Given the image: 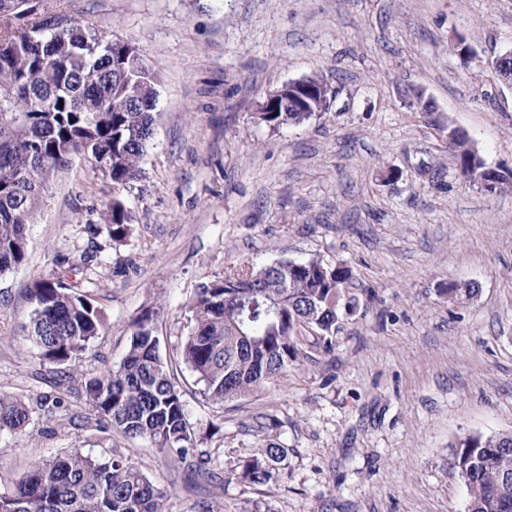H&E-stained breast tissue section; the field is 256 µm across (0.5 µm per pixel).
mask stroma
Instances as JSON below:
<instances>
[{
  "label": "stroma",
  "instance_id": "stroma-1",
  "mask_svg": "<svg viewBox=\"0 0 512 512\" xmlns=\"http://www.w3.org/2000/svg\"><path fill=\"white\" fill-rule=\"evenodd\" d=\"M39 4L135 46L158 77V106L140 178L115 186L73 157L25 262L0 276V393L63 398L0 435V493L30 461L77 449L138 465L163 512H466L452 443L512 432V190L465 184L447 136L463 130L487 167L512 170V87L491 67L512 49V0ZM460 40L471 54L455 52ZM315 75L333 92L327 112L277 131L255 122L268 92ZM115 197L133 216L118 244L94 216ZM313 257L349 266L360 301L333 351L305 344L309 360L223 403L179 368L198 441L181 462L85 425L80 384L59 394L27 337L30 284L77 267L106 315L83 372L118 365L133 320L158 305L173 359L202 282ZM471 281L475 298L449 301L448 284ZM269 441L287 447V477L239 479Z\"/></svg>",
  "mask_w": 512,
  "mask_h": 512
}]
</instances>
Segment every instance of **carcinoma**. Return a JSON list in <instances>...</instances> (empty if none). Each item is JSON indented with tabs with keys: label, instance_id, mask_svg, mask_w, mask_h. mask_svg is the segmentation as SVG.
Masks as SVG:
<instances>
[{
	"label": "carcinoma",
	"instance_id": "obj_1",
	"mask_svg": "<svg viewBox=\"0 0 512 512\" xmlns=\"http://www.w3.org/2000/svg\"><path fill=\"white\" fill-rule=\"evenodd\" d=\"M121 45L64 14L37 12L32 0H0V276L26 258L27 232L56 172L83 155L121 186L141 173L154 136L158 78L143 61L129 63ZM311 112L263 114L272 131L302 126ZM448 148L464 181L482 164L464 135L448 132ZM115 243L130 234L132 216L119 198L98 214ZM348 268L312 258L294 268L268 265L224 273L197 289L188 309L191 329L179 361L224 402L277 380L299 360L298 331L314 332L333 350L342 313L358 306ZM28 336L41 364L80 385L96 424L184 459L197 447L163 358L149 310L134 321L130 346L118 367L83 374L79 363L105 326L94 293L63 276L28 288ZM33 408L0 394V433L25 429ZM288 449L268 443L240 465L239 478L265 485L283 478ZM450 465L464 481L475 512L512 505V434H469L453 445ZM164 492L120 455L75 450L36 460L13 491L0 494V512H162Z\"/></svg>",
	"mask_w": 512,
	"mask_h": 512
}]
</instances>
